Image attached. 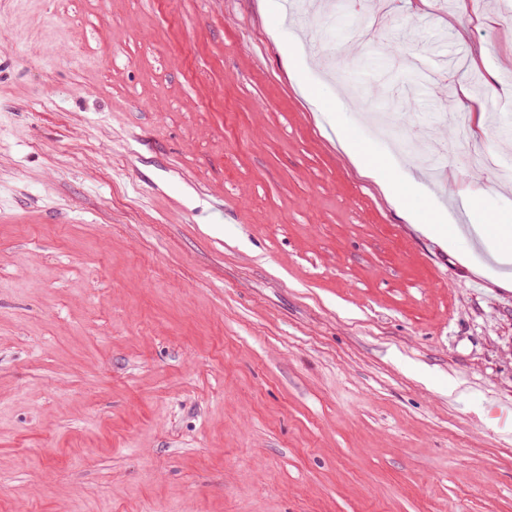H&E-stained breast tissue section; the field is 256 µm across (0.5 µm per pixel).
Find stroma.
I'll return each mask as SVG.
<instances>
[{
  "label": "stroma",
  "mask_w": 512,
  "mask_h": 512,
  "mask_svg": "<svg viewBox=\"0 0 512 512\" xmlns=\"http://www.w3.org/2000/svg\"><path fill=\"white\" fill-rule=\"evenodd\" d=\"M510 59L512 0H0V512H512V290L323 117L491 209ZM418 69L430 175L344 93ZM288 60L292 78L301 89L311 95L312 90L320 85V80L310 65L308 55L302 48L296 47L289 51ZM339 143L350 161L379 187L405 219L448 249L457 248L461 229L448 210L435 203L420 179L401 170L390 152L375 149L355 127L345 128Z\"/></svg>",
  "instance_id": "obj_1"
}]
</instances>
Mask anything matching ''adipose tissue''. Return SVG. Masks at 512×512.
Wrapping results in <instances>:
<instances>
[{
    "instance_id": "ef3b65f1",
    "label": "adipose tissue",
    "mask_w": 512,
    "mask_h": 512,
    "mask_svg": "<svg viewBox=\"0 0 512 512\" xmlns=\"http://www.w3.org/2000/svg\"><path fill=\"white\" fill-rule=\"evenodd\" d=\"M339 143L350 161L405 219L448 248L458 246L461 230L448 210L435 203L420 179L401 170L390 152L375 149L354 127L343 130ZM484 194L478 184L460 191L468 209L478 215L471 231L490 260L478 261L469 249L462 251L461 257L474 272L500 287L512 288V196L500 195L498 208L488 210L483 206Z\"/></svg>"
}]
</instances>
